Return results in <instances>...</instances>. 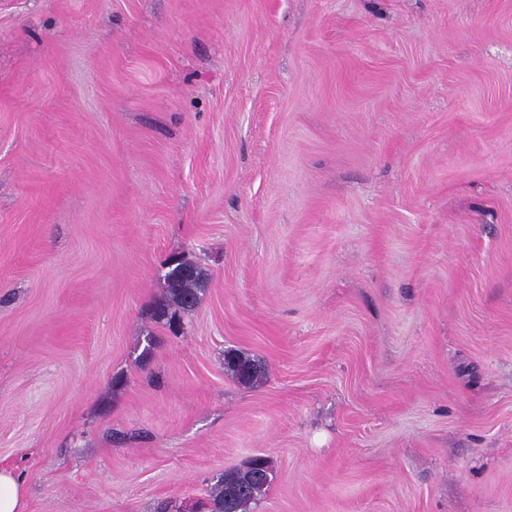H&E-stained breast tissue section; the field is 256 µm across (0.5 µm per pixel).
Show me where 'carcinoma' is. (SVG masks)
Returning <instances> with one entry per match:
<instances>
[{
    "instance_id": "carcinoma-1",
    "label": "carcinoma",
    "mask_w": 512,
    "mask_h": 512,
    "mask_svg": "<svg viewBox=\"0 0 512 512\" xmlns=\"http://www.w3.org/2000/svg\"><path fill=\"white\" fill-rule=\"evenodd\" d=\"M204 273L187 258L173 259L168 263L165 283L169 299L154 310V317L165 322L168 328L183 321L186 313L193 311L201 300ZM224 368L236 382L251 386L264 375V368L255 360L234 350L224 353ZM251 469L238 466L228 468L216 476L209 499L201 504L208 512H252L266 495L274 480L268 459L257 457L250 461Z\"/></svg>"
}]
</instances>
